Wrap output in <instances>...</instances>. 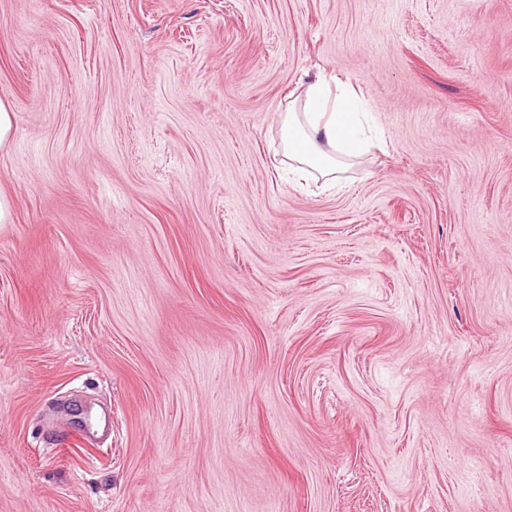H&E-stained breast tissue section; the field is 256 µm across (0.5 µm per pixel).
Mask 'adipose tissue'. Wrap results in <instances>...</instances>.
<instances>
[{
	"mask_svg": "<svg viewBox=\"0 0 512 512\" xmlns=\"http://www.w3.org/2000/svg\"><path fill=\"white\" fill-rule=\"evenodd\" d=\"M370 111L359 109L355 93H347L338 103H329L324 80L310 83L303 113H288L284 123V143L294 161L295 179L317 172L325 189L339 186L341 159L359 155L366 141L362 123Z\"/></svg>",
	"mask_w": 512,
	"mask_h": 512,
	"instance_id": "1",
	"label": "adipose tissue"
}]
</instances>
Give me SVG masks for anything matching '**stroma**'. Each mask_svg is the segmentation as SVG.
<instances>
[{
  "mask_svg": "<svg viewBox=\"0 0 512 512\" xmlns=\"http://www.w3.org/2000/svg\"><path fill=\"white\" fill-rule=\"evenodd\" d=\"M0 100V512H512V0H0ZM327 91L323 79L310 83L306 90L302 120L297 112L287 113L283 123L284 143L288 156L297 163L292 173L298 182L306 175L317 172L325 180L324 189L341 186V163L335 154L347 159L355 158L369 143L362 139V121L372 117L370 110L358 108L357 97L350 91L330 111L327 107ZM324 144L334 155L324 148Z\"/></svg>",
  "mask_w": 512,
  "mask_h": 512,
  "instance_id": "35a3bbf8",
  "label": "stroma"
}]
</instances>
